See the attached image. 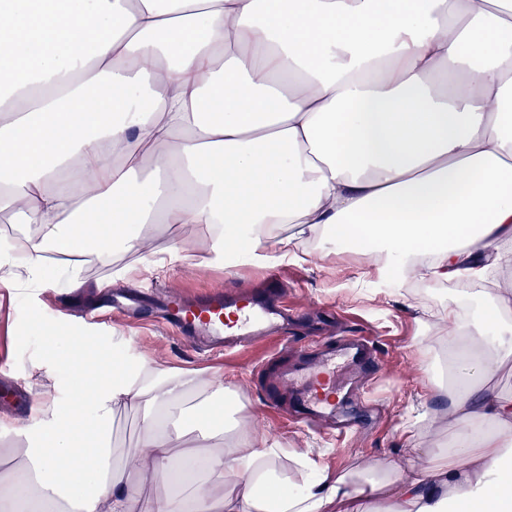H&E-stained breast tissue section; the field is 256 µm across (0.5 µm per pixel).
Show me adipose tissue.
I'll list each match as a JSON object with an SVG mask.
<instances>
[{
	"instance_id": "1",
	"label": "adipose tissue",
	"mask_w": 512,
	"mask_h": 512,
	"mask_svg": "<svg viewBox=\"0 0 512 512\" xmlns=\"http://www.w3.org/2000/svg\"><path fill=\"white\" fill-rule=\"evenodd\" d=\"M154 174H144L148 161ZM0 210L40 226L13 265L47 253L146 247L144 225L185 248L215 224V253L273 263L331 228L401 280L491 283L449 393L452 466L402 449L363 481L258 441L223 379L146 357L105 361L83 338L48 355L68 397L39 404L40 447L15 448L8 512H512V398L487 389L512 347V0H0ZM138 411L142 447L117 458L112 414ZM496 432L483 431V422ZM300 473L291 480L282 464ZM173 486L153 501L134 483Z\"/></svg>"
}]
</instances>
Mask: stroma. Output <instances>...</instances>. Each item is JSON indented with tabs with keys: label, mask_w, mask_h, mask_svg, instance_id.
Returning <instances> with one entry per match:
<instances>
[{
	"label": "stroma",
	"mask_w": 512,
	"mask_h": 512,
	"mask_svg": "<svg viewBox=\"0 0 512 512\" xmlns=\"http://www.w3.org/2000/svg\"><path fill=\"white\" fill-rule=\"evenodd\" d=\"M180 236L191 249L192 263H170L165 273L154 269L165 257L168 239H156L140 253L116 251L111 266L89 265L83 292L68 288L67 267L51 265L37 282L22 277L12 287L0 288V414L20 418L24 433L0 434V473L10 468L8 449L38 445L42 437L35 403L66 398L70 385L66 371L51 368L53 387L38 386L30 376L54 336L79 332L90 350L127 360L142 355L166 365L190 367L223 376L243 404L242 415L257 436L288 450L312 451L320 465L346 470L359 463L384 469L410 441L431 449L430 463L454 462L446 440L456 427L448 420V386L438 371L444 351L439 331L430 329L429 315L459 305L467 318L478 317L485 299L460 292L452 284L402 282L388 275L363 276L366 256L358 250L321 238L301 242V257H288L267 267L238 260L230 267L208 260L212 232L208 225L190 224ZM277 278L288 307L300 317L287 330L289 343L305 349L335 344L346 336L369 337L377 352L367 383L376 398L355 404L350 413L359 427L342 448L330 447L323 437L329 418L297 427L280 417L288 396L270 403L265 388L281 377L293 359L290 352L270 358L256 345L226 357H210L202 347L180 338L164 325L120 319L85 321L81 307L105 298L97 280L113 287L134 284L161 293L176 292L194 298L219 290L234 298L262 293L269 278Z\"/></svg>",
	"instance_id": "35a3bbf8"
}]
</instances>
